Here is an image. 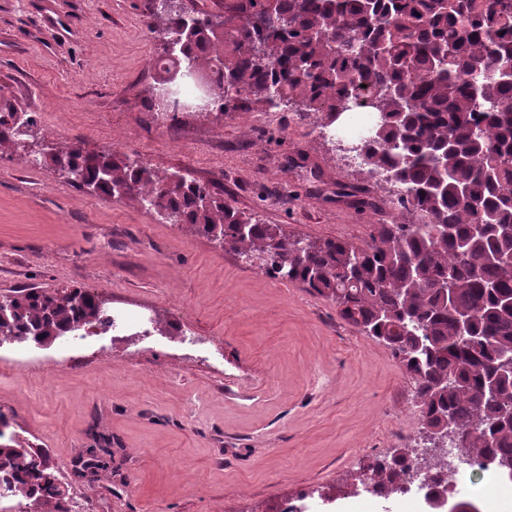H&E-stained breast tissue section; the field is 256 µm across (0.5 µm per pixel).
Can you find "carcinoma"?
<instances>
[{"mask_svg":"<svg viewBox=\"0 0 512 512\" xmlns=\"http://www.w3.org/2000/svg\"><path fill=\"white\" fill-rule=\"evenodd\" d=\"M196 16L178 56L184 78L211 73L204 94L220 112L244 99L315 112L326 129L346 112L374 113L362 165L395 182L401 221L377 225L362 247L294 239L177 171L76 144L44 156L67 181L133 201L330 300L400 360L423 430L448 416L463 456L511 472L512 376L497 370L512 359V268L502 263L512 258V0H224V11ZM148 18L152 33L181 26L176 13ZM222 19L237 27L219 32ZM151 67L162 78L176 59L162 53ZM15 111L0 101V155L17 148ZM106 315L80 289L0 294V336L19 342L48 343ZM410 459L404 448L362 483L395 493ZM0 477L25 512H72L43 448L0 444Z\"/></svg>","mask_w":512,"mask_h":512,"instance_id":"obj_1","label":"carcinoma"}]
</instances>
